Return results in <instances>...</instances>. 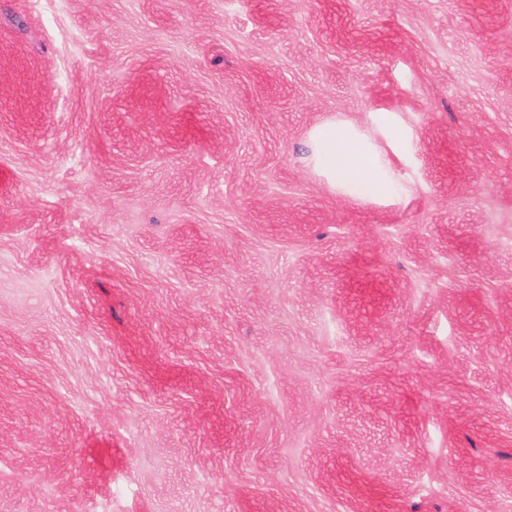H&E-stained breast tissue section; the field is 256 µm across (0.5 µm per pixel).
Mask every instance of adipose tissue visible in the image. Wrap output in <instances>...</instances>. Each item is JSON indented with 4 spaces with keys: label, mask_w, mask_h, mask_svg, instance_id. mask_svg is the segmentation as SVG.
I'll return each mask as SVG.
<instances>
[{
    "label": "adipose tissue",
    "mask_w": 512,
    "mask_h": 512,
    "mask_svg": "<svg viewBox=\"0 0 512 512\" xmlns=\"http://www.w3.org/2000/svg\"><path fill=\"white\" fill-rule=\"evenodd\" d=\"M315 166L335 187L371 201L393 197V185L382 158L367 145V136L326 123L313 133Z\"/></svg>",
    "instance_id": "obj_1"
}]
</instances>
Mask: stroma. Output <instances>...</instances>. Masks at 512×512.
Wrapping results in <instances>:
<instances>
[{
    "label": "stroma",
    "instance_id": "stroma-1",
    "mask_svg": "<svg viewBox=\"0 0 512 512\" xmlns=\"http://www.w3.org/2000/svg\"><path fill=\"white\" fill-rule=\"evenodd\" d=\"M0 512H512V0H0ZM313 138L314 164L334 188L371 201L393 197V185L382 158L366 145L367 136L326 123L314 131Z\"/></svg>",
    "mask_w": 512,
    "mask_h": 512
}]
</instances>
